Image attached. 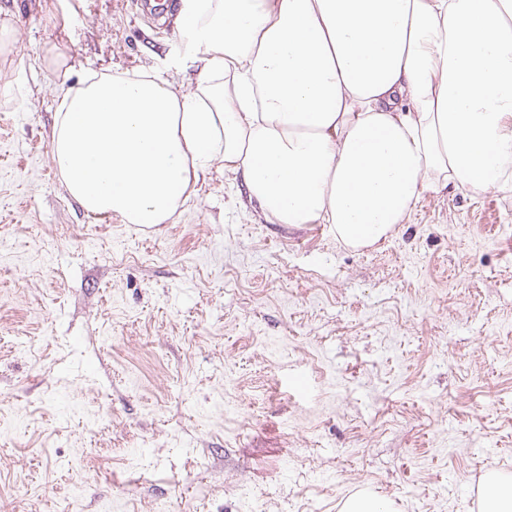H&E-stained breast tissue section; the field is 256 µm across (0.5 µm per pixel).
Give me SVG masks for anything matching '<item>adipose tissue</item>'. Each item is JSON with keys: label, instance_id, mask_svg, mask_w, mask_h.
Returning a JSON list of instances; mask_svg holds the SVG:
<instances>
[{"label": "adipose tissue", "instance_id": "adipose-tissue-1", "mask_svg": "<svg viewBox=\"0 0 512 512\" xmlns=\"http://www.w3.org/2000/svg\"><path fill=\"white\" fill-rule=\"evenodd\" d=\"M198 71L63 89L50 146L87 213L172 220L214 160L277 224L354 249L437 187L512 181V0H182Z\"/></svg>", "mask_w": 512, "mask_h": 512}]
</instances>
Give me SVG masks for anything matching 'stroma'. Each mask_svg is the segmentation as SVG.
<instances>
[{"mask_svg":"<svg viewBox=\"0 0 512 512\" xmlns=\"http://www.w3.org/2000/svg\"><path fill=\"white\" fill-rule=\"evenodd\" d=\"M0 512H481L512 478V185L375 246L275 224L214 161L171 223L86 213L61 86L197 73L136 0H0ZM386 504L371 494L358 493L350 496L342 512H388Z\"/></svg>","mask_w":512,"mask_h":512,"instance_id":"35a3bbf8","label":"stroma"}]
</instances>
